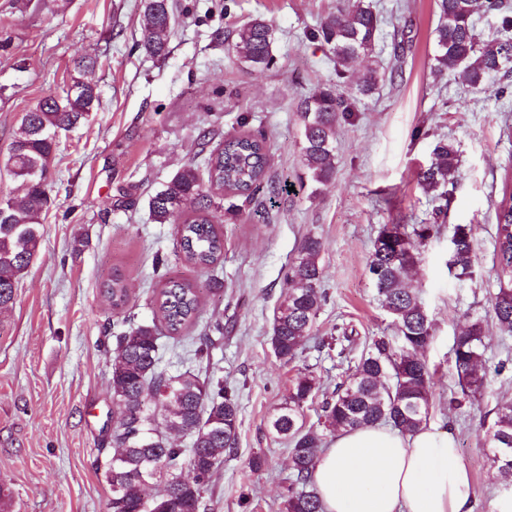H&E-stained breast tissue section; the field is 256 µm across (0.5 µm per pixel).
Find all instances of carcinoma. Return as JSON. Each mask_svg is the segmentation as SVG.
<instances>
[{"mask_svg":"<svg viewBox=\"0 0 512 512\" xmlns=\"http://www.w3.org/2000/svg\"><path fill=\"white\" fill-rule=\"evenodd\" d=\"M141 47L151 57L165 55L176 24L169 0H142ZM438 22L433 30L436 69L459 73L475 91L485 89L488 78L512 75V7L502 0H435ZM500 12L495 38L485 40L477 31L481 15ZM309 37L329 47L336 61V77L349 80V96L322 88L306 95L299 105L302 126L301 154L310 181L324 185L336 171V128L341 117L354 111L356 101L373 95L381 80L377 57L381 20L363 0L340 7L321 20ZM274 28L261 18L237 33L234 51L239 61L262 69L272 59ZM359 59L371 66L351 79ZM96 60L77 62L78 75L63 94L48 96L24 112L7 147V165L20 180L23 193L0 198V308L13 303L21 275L41 246L49 198L35 183L34 166L48 170L58 142L52 137L62 124L77 126L99 105L96 85L84 78ZM430 164L420 168L417 181L433 204L432 218L447 213L448 187L458 176L459 154L450 140H438ZM207 179L197 166L181 168L149 201L155 222L176 219L193 201L200 215L178 225L184 259L208 268L224 254V237L215 227L219 206L210 199L205 184L252 198L276 187L266 179L265 136L245 134L224 139L210 155ZM494 268L499 283L492 299L493 319L499 329L512 334V197L495 209ZM437 224H385L371 243L367 270L380 306L391 316L396 335L373 336L362 350L347 379L322 403L323 425L305 427L304 407L314 400L321 384L311 374L296 379L287 400L271 419V428L289 440L291 477L282 492V512H323L310 475L319 460L324 432L337 433L383 423L402 432H415L428 424L431 408V374L423 353L431 343L433 324L416 291L406 287L408 273L419 262L423 246ZM448 270L464 281L472 278L473 229L455 224L450 230ZM322 239L312 233L302 241L288 264V291L274 311L271 346L288 363L296 359L304 339L311 335L326 302L319 264ZM112 310H123L129 300L120 276L105 290ZM158 323L131 326L116 336L110 386L112 402L121 410L112 427L113 453L106 463L112 490L108 512H200L203 490L224 454L234 451L239 427V404L234 391L217 380H206L193 371L170 375L160 368V329L179 336L194 323L199 295L185 281L170 280L158 292ZM485 330L477 319L455 337L454 369L460 393L450 403L461 407L484 386ZM176 432L191 439L188 448L168 441ZM491 461L499 475L512 477V399L500 401L486 431ZM192 477L187 479L183 471ZM162 484V491L147 497L144 488Z\"/></svg>","mask_w":512,"mask_h":512,"instance_id":"carcinoma-1","label":"carcinoma"}]
</instances>
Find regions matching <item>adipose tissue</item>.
<instances>
[{"instance_id": "1", "label": "adipose tissue", "mask_w": 512, "mask_h": 512, "mask_svg": "<svg viewBox=\"0 0 512 512\" xmlns=\"http://www.w3.org/2000/svg\"><path fill=\"white\" fill-rule=\"evenodd\" d=\"M324 512H474L450 431L337 432L311 474Z\"/></svg>"}]
</instances>
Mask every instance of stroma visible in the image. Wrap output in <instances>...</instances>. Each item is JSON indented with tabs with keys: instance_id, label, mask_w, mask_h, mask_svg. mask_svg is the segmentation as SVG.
<instances>
[{
	"instance_id": "1",
	"label": "stroma",
	"mask_w": 512,
	"mask_h": 512,
	"mask_svg": "<svg viewBox=\"0 0 512 512\" xmlns=\"http://www.w3.org/2000/svg\"><path fill=\"white\" fill-rule=\"evenodd\" d=\"M180 12L157 59L141 48V0H0V148L23 112L74 76L75 60L97 66L91 80L100 105L62 132L48 168L52 201L40 250L0 310V487L7 512H107L111 490L104 464L116 421L110 379L115 337L129 323L156 321L155 297L168 280L194 284L200 308L184 335L164 339L160 366L223 378L240 405L234 453L204 490L208 512H280L289 473L284 438L270 427L296 378L313 373L326 390L345 377L337 353L341 328L358 336H391L366 263L385 224L431 223L432 206L417 183L437 138L459 150L448 214L421 249L409 276L433 323L425 352L433 373L429 424L451 429L470 476L474 512H499L508 491L493 467L482 422L512 399V374L495 365L512 352V336L492 317L498 285L495 206L512 196V103L465 87L461 75L434 68V0H368L381 14L385 76L379 91L357 102L336 136V175L311 188L301 157L300 100L336 83V64L307 30L344 0H174ZM276 32L273 61L254 70L233 45L253 18ZM403 46L394 59L392 44ZM262 133L274 192L252 201L227 192L216 225L224 255L210 269L187 263L177 227L154 222L150 196L183 166L203 165L224 138ZM473 228L474 274L456 280L446 267L452 225ZM320 256L327 302L298 358L271 348L275 308L288 289L289 261L307 234ZM129 291L114 313L103 291L113 274ZM485 326L486 382L463 408L452 345L471 319ZM220 323L223 335H210ZM211 337L210 357L195 349ZM265 461L252 470L249 461Z\"/></svg>"
}]
</instances>
